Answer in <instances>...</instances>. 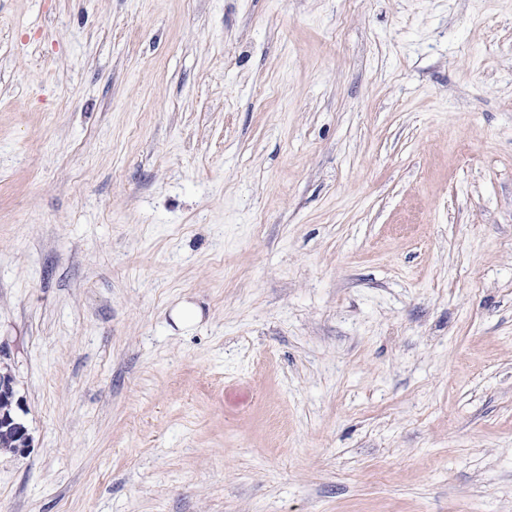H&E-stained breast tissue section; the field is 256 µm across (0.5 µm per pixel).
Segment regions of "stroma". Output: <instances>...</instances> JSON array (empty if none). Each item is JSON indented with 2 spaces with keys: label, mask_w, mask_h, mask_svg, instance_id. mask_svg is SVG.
<instances>
[{
  "label": "stroma",
  "mask_w": 512,
  "mask_h": 512,
  "mask_svg": "<svg viewBox=\"0 0 512 512\" xmlns=\"http://www.w3.org/2000/svg\"><path fill=\"white\" fill-rule=\"evenodd\" d=\"M0 345V512H512V0H0ZM9 353L0 345V441L12 452L24 453L31 447V436L20 412L22 399L17 397Z\"/></svg>",
  "instance_id": "35a3bbf8"
}]
</instances>
